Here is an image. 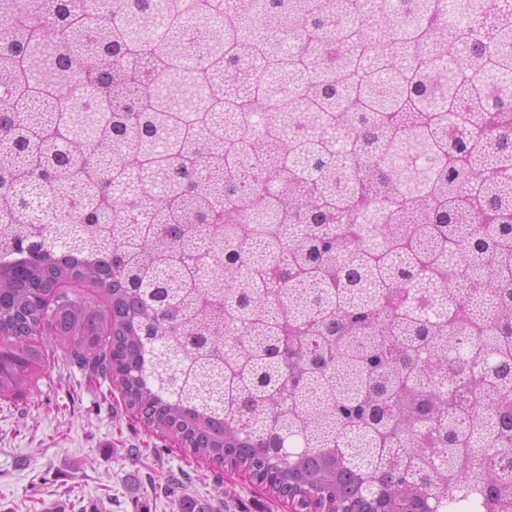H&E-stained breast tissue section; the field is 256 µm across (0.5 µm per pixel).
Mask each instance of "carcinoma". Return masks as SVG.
Returning <instances> with one entry per match:
<instances>
[{"label":"carcinoma","instance_id":"cac0c4a2","mask_svg":"<svg viewBox=\"0 0 512 512\" xmlns=\"http://www.w3.org/2000/svg\"><path fill=\"white\" fill-rule=\"evenodd\" d=\"M0 221V397L51 334L275 493L512 498V0H0Z\"/></svg>","mask_w":512,"mask_h":512}]
</instances>
